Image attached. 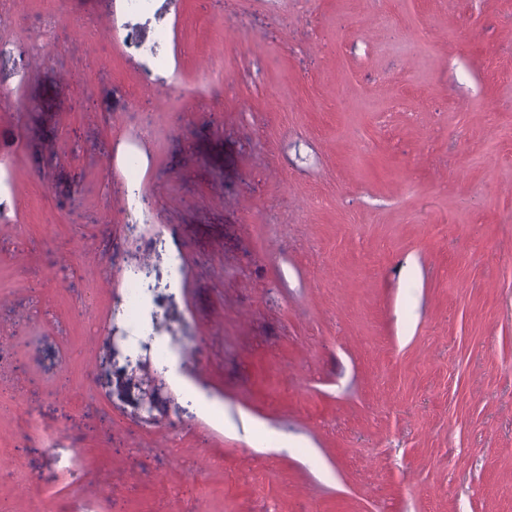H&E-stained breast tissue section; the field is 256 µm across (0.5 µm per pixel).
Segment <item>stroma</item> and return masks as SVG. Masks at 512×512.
Masks as SVG:
<instances>
[{"label":"stroma","mask_w":512,"mask_h":512,"mask_svg":"<svg viewBox=\"0 0 512 512\" xmlns=\"http://www.w3.org/2000/svg\"><path fill=\"white\" fill-rule=\"evenodd\" d=\"M156 7L0 0V512H512V0ZM123 15L113 23V36L125 47L150 55H156L157 46L165 39V32L159 31L152 45H145L139 38L135 28L130 25L125 16H132L147 11L154 0H123ZM34 48L29 46L0 44V68L5 64L14 76L20 77L26 71ZM123 288H125L128 301L129 312L127 314V322L129 328L132 330L138 326V315L136 316L133 312V310L135 311L136 300L141 297L143 302L142 286L137 272L131 271L125 275L123 280Z\"/></svg>","instance_id":"stroma-1"}]
</instances>
